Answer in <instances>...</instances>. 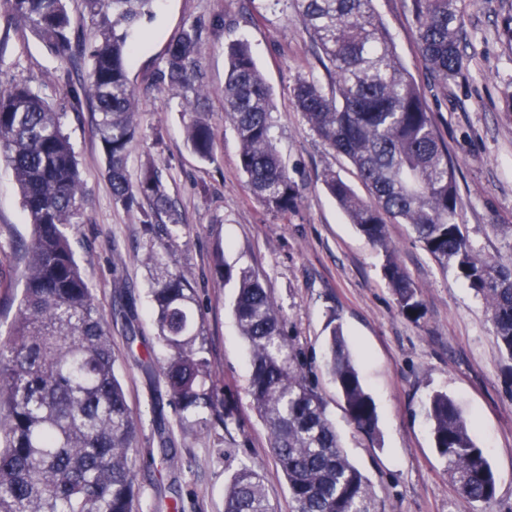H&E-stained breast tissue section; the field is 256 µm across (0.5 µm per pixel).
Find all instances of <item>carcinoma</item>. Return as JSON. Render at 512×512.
<instances>
[{"mask_svg":"<svg viewBox=\"0 0 512 512\" xmlns=\"http://www.w3.org/2000/svg\"><path fill=\"white\" fill-rule=\"evenodd\" d=\"M5 2L58 56L76 46L88 57L89 82L73 99L78 107L90 103L97 115L114 203L129 210L147 200L165 208L167 191L156 167L147 164L135 185L126 169L138 133L128 34L155 0H84L94 27L88 40L73 36L66 0ZM372 2L293 0L332 82L327 93L314 78L298 79L295 105L318 137L351 162L372 199L358 196L333 172L323 175V184L350 223L384 251L383 275L402 314L418 319L422 301L396 261L385 230L389 219L410 225L424 249L483 300L512 359V260L482 256L456 222L462 200L448 146ZM460 2L410 0L432 90H448L467 64ZM200 54L197 30H182L167 47L158 80L179 100L190 150L212 161L215 137L201 111ZM227 56L224 118L239 141L240 167L252 195L284 216L297 204L298 187L273 144L271 90L247 43L230 44ZM0 156L31 225L22 298L7 338L0 339V512H135L138 421L114 372L108 322L67 233L85 215L78 162L60 113L24 82H0ZM167 250L166 242L152 241L145 254L163 354L147 353L142 366L163 378L180 429L204 437L226 414L219 411L195 290L184 271L170 266ZM224 278L237 281L233 313L250 349V392L270 431L292 512H377L367 477L349 461L295 364L281 310L251 269L226 266ZM327 367L350 421L376 437V404L336 328ZM427 416L460 495L492 504L497 477L472 439L474 423L443 392L430 397ZM224 512H273L254 466H241L231 478Z\"/></svg>","mask_w":512,"mask_h":512,"instance_id":"cac0c4a2","label":"carcinoma"}]
</instances>
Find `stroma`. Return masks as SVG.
I'll return each instance as SVG.
<instances>
[{"label":"stroma","mask_w":512,"mask_h":512,"mask_svg":"<svg viewBox=\"0 0 512 512\" xmlns=\"http://www.w3.org/2000/svg\"><path fill=\"white\" fill-rule=\"evenodd\" d=\"M409 0H373L395 52L420 86L428 74ZM467 67L447 95L429 106L457 169L463 198L457 222L480 253L512 258V44L500 36L512 0H463ZM200 27L204 106L215 134V159L187 147L177 101L154 82L175 34ZM246 41L272 92L274 144L299 186L296 208L275 216L251 195L239 144L224 119L227 47ZM129 79L139 132L127 158L130 181L146 163L161 174L170 212L171 260L196 290L208 358L229 417L210 436L177 428L160 376L138 364L156 342L151 273L142 259L149 242L139 210L116 206L91 106L72 107L71 91L89 76L86 56L68 62L24 30L0 4V80L26 82L63 113L87 203L83 223L68 229L82 274L112 334L115 373L138 418L135 472L139 512H224V492L245 464L261 474L275 512H291L287 482L271 451L269 430L250 394L248 344L234 315L235 281L225 267L252 269L282 311L298 360L314 384L348 459L368 478L379 512H512V359L500 349L488 310L453 269L426 252L410 227L387 226L398 263L422 300L419 320L404 316L383 276L384 254L350 224L325 189L331 169L359 196L368 191L355 169L310 128L293 103L297 79H325L292 0H155L133 28ZM28 224L13 173L0 159V333L7 332L24 288ZM340 327L379 414L368 438L350 421L326 366L328 340ZM445 392L475 423L497 476L495 502L480 508L457 491L435 448L426 415L431 395ZM171 429L162 445L159 431Z\"/></svg>","instance_id":"stroma-1"}]
</instances>
